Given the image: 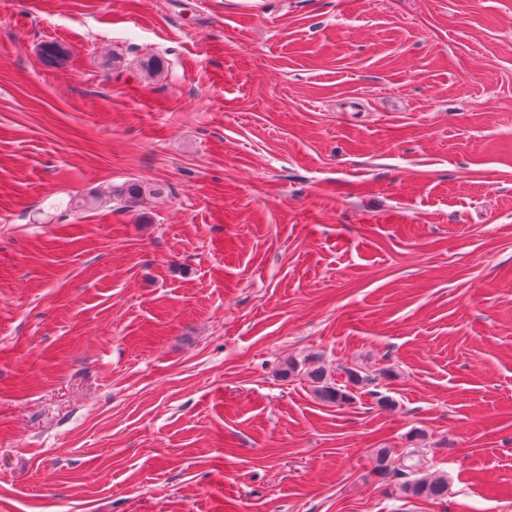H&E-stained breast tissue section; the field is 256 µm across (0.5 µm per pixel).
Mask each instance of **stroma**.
<instances>
[{
    "label": "stroma",
    "mask_w": 512,
    "mask_h": 512,
    "mask_svg": "<svg viewBox=\"0 0 512 512\" xmlns=\"http://www.w3.org/2000/svg\"><path fill=\"white\" fill-rule=\"evenodd\" d=\"M0 512H512V0H0ZM309 377L314 383L319 384L316 385L315 392L322 401L340 405L347 400V391L328 383L321 371H311ZM395 463V458L386 448L378 453V473L382 479L400 480L403 498L425 497L442 499L448 494V480L441 473H430L423 448H406ZM410 462V463H408Z\"/></svg>",
    "instance_id": "obj_1"
}]
</instances>
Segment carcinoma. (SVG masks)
Here are the masks:
<instances>
[{
	"instance_id": "obj_1",
	"label": "carcinoma",
	"mask_w": 512,
	"mask_h": 512,
	"mask_svg": "<svg viewBox=\"0 0 512 512\" xmlns=\"http://www.w3.org/2000/svg\"><path fill=\"white\" fill-rule=\"evenodd\" d=\"M142 193V186L131 184L109 193L107 202L117 200L122 209L129 210L136 207ZM309 377L317 383L315 392L322 401L340 405L347 400V391L328 383L321 371L314 370L309 373ZM378 473L383 479L399 480L404 498L425 497L437 500L448 494V480L441 473L429 472L428 461L421 448H408L397 459L392 458L387 449H380Z\"/></svg>"
}]
</instances>
